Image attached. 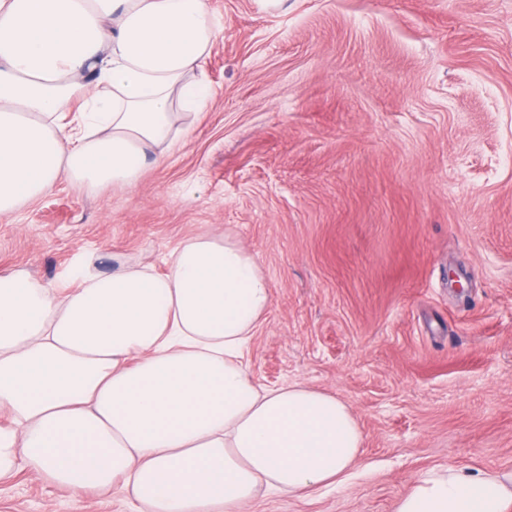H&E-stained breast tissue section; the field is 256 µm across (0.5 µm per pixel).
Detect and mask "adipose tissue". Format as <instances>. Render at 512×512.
I'll return each instance as SVG.
<instances>
[{
	"label": "adipose tissue",
	"mask_w": 512,
	"mask_h": 512,
	"mask_svg": "<svg viewBox=\"0 0 512 512\" xmlns=\"http://www.w3.org/2000/svg\"><path fill=\"white\" fill-rule=\"evenodd\" d=\"M208 0H0V216L60 177L138 186L215 96ZM152 268L0 273V477L120 486L142 512H248L259 490L337 486L362 434L333 395L268 389L242 365L272 289L224 234ZM394 512H512V475L431 471Z\"/></svg>",
	"instance_id": "1"
}]
</instances>
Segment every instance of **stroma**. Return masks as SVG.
Masks as SVG:
<instances>
[{"label": "stroma", "instance_id": "stroma-1", "mask_svg": "<svg viewBox=\"0 0 512 512\" xmlns=\"http://www.w3.org/2000/svg\"><path fill=\"white\" fill-rule=\"evenodd\" d=\"M218 94L136 189L0 216V273L150 265L204 233L258 260L259 384L344 402L340 486L249 512H393L437 467L512 472V0H209ZM0 512H139L120 490L0 478Z\"/></svg>", "mask_w": 512, "mask_h": 512}]
</instances>
